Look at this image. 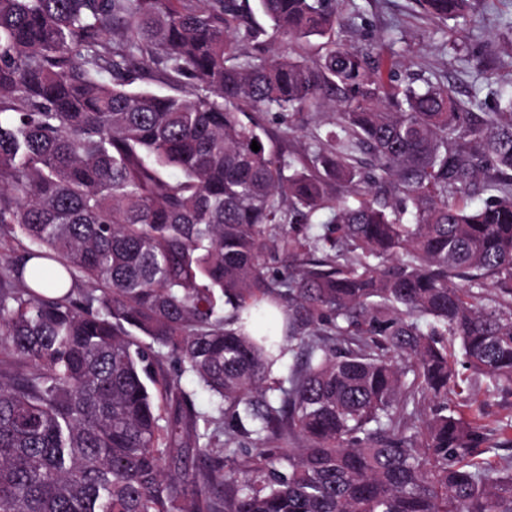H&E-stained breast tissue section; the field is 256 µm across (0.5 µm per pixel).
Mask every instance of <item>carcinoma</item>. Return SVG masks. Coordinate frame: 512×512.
<instances>
[{
	"label": "carcinoma",
	"instance_id": "obj_1",
	"mask_svg": "<svg viewBox=\"0 0 512 512\" xmlns=\"http://www.w3.org/2000/svg\"><path fill=\"white\" fill-rule=\"evenodd\" d=\"M340 26L0 0V512H512L484 408L448 410L462 368L512 390V93L393 86ZM328 96L302 152L266 149L252 114Z\"/></svg>",
	"mask_w": 512,
	"mask_h": 512
}]
</instances>
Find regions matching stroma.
I'll return each mask as SVG.
<instances>
[{"label":"stroma","instance_id":"35a3bbf8","mask_svg":"<svg viewBox=\"0 0 512 512\" xmlns=\"http://www.w3.org/2000/svg\"><path fill=\"white\" fill-rule=\"evenodd\" d=\"M484 5L480 27L463 22L435 23L414 0H339L341 37L356 47H373L372 62L383 74L394 73L422 85L424 80L454 88L459 98H485L491 88L512 87V0H477ZM332 116L329 107L293 116L297 137L283 139L273 114L260 115L268 150H296L302 132Z\"/></svg>","mask_w":512,"mask_h":512}]
</instances>
